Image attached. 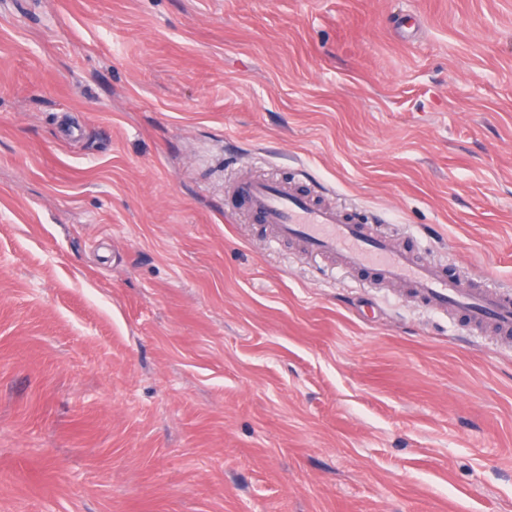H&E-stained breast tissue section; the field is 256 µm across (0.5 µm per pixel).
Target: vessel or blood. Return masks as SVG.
<instances>
[{"label": "vessel or blood", "instance_id": "obj_1", "mask_svg": "<svg viewBox=\"0 0 512 512\" xmlns=\"http://www.w3.org/2000/svg\"><path fill=\"white\" fill-rule=\"evenodd\" d=\"M232 195L242 202L247 220L271 228L274 241L296 240L307 255L339 260L347 272L372 271L435 311L459 313L468 324H490L512 334L511 289L464 287L421 252L396 245L360 214L322 205L278 178L236 181Z\"/></svg>", "mask_w": 512, "mask_h": 512}]
</instances>
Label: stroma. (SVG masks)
<instances>
[{
	"label": "stroma",
	"instance_id": "35a3bbf8",
	"mask_svg": "<svg viewBox=\"0 0 512 512\" xmlns=\"http://www.w3.org/2000/svg\"><path fill=\"white\" fill-rule=\"evenodd\" d=\"M244 175L512 288V0H0V512H512V337ZM232 196L243 203L247 221L271 228L273 242L297 240L309 256L337 258L346 272L370 270L378 281L409 288L411 297L435 311L461 313L468 324H492L512 334L510 288H465L460 278L449 277L418 250L399 247L359 213L344 215L278 178L238 180Z\"/></svg>",
	"mask_w": 512,
	"mask_h": 512
}]
</instances>
